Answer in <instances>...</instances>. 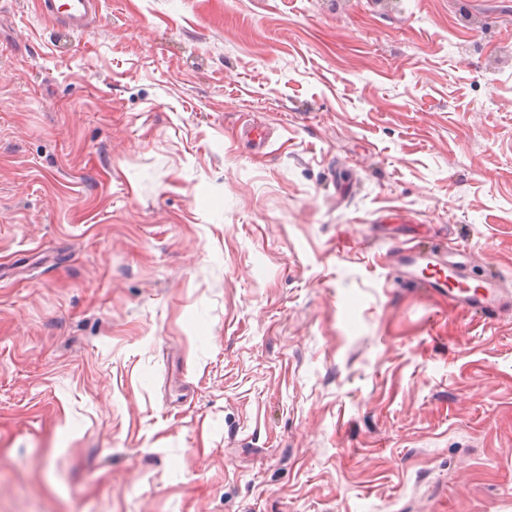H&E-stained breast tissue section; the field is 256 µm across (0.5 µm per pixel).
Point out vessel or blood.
<instances>
[{
	"label": "vessel or blood",
	"instance_id": "1",
	"mask_svg": "<svg viewBox=\"0 0 512 512\" xmlns=\"http://www.w3.org/2000/svg\"><path fill=\"white\" fill-rule=\"evenodd\" d=\"M94 0H42L44 12L63 17L74 30L85 28ZM395 264L408 282L429 294L448 295L449 299L472 314L484 316L502 313L508 303L496 275L470 283L467 268L471 263L465 249L452 245L432 250L419 245L395 247Z\"/></svg>",
	"mask_w": 512,
	"mask_h": 512
}]
</instances>
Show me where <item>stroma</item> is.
I'll return each instance as SVG.
<instances>
[{
	"label": "stroma",
	"mask_w": 512,
	"mask_h": 512,
	"mask_svg": "<svg viewBox=\"0 0 512 512\" xmlns=\"http://www.w3.org/2000/svg\"><path fill=\"white\" fill-rule=\"evenodd\" d=\"M96 2L0 0V512H512V312L389 251L512 294V0ZM43 11L52 17L61 16L71 29L85 28L92 15L94 0H41ZM395 264L408 282L429 294H448V298L474 315L500 314L508 298L495 274H488L476 284H469L467 267L471 260L462 247L433 251L419 245L395 246Z\"/></svg>",
	"instance_id": "35a3bbf8"
}]
</instances>
